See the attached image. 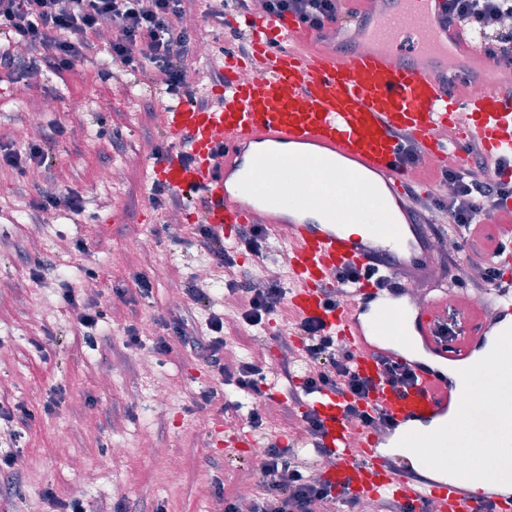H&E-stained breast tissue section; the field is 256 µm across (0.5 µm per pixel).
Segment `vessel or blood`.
<instances>
[{"label": "vessel or blood", "instance_id": "vessel-or-blood-1", "mask_svg": "<svg viewBox=\"0 0 512 512\" xmlns=\"http://www.w3.org/2000/svg\"><path fill=\"white\" fill-rule=\"evenodd\" d=\"M389 2L393 16L373 19L357 51L320 43L317 33L292 16L246 13L231 19L248 37L247 55L225 54L215 102H183L163 114L169 150L154 161L153 171L169 189L205 198L203 221L216 239L252 222L282 234L294 313L318 320L344 342L356 370L370 380L363 405L371 415L384 416L390 429H352L343 398L327 388L306 404L323 425L320 452L335 460L322 480L352 495L412 504L414 512H482L487 504L493 512H512L511 496L476 493L454 477H424L410 459L389 450L396 435L439 423L459 409L461 390L446 367L469 365L493 337L512 336V289L493 292L490 313L468 317L465 339L456 345L435 334L434 318L447 293L430 299L426 309L409 311L398 306L404 289L373 277L359 280L338 300L325 294L350 267L381 269L390 260L409 267L430 263L408 207L406 142L440 165L463 162L468 148L479 145L490 173L512 182V78L492 72L478 47L456 29L438 25L445 0ZM462 51L483 70L481 91L452 87L441 71L416 63L421 56L445 60ZM242 64L260 70V78L239 80ZM447 126L456 129L455 141L440 138ZM307 158L326 164L323 178L373 180L352 204L353 213L377 204L381 186L394 197L392 215L355 233L335 215L314 219V211L327 204L323 191H315L304 210L251 192L248 177L258 169L281 181L295 162ZM395 315L422 345L427 361H409L399 353L384 327ZM385 360L408 364L414 383L395 390L382 373Z\"/></svg>", "mask_w": 512, "mask_h": 512}]
</instances>
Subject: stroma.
<instances>
[{
	"mask_svg": "<svg viewBox=\"0 0 512 512\" xmlns=\"http://www.w3.org/2000/svg\"><path fill=\"white\" fill-rule=\"evenodd\" d=\"M108 61L102 53L78 74L39 77L31 93L44 104L38 133L53 138L58 158L42 182L0 168V353L7 357L0 362V401L23 403L34 414L17 439L11 426L0 422V451L21 454L20 490L0 497V512H44L40 492L47 485L67 498L82 487L88 512H113L122 500L136 512L160 506L165 512H219V498H237L240 483H259L260 475L246 449L216 446L213 436L229 420L259 441L295 429L299 414L289 407L287 391L305 370L295 366L288 378L269 372L274 409L255 431L249 423L255 401L236 388H225L206 409H192V396L215 381L190 348L177 344L170 354L154 356L147 375L135 350L125 347L128 326L137 327L148 346L157 320L172 314L196 335L206 334L209 313L188 301L172 305L169 289L187 283L210 257L186 244L194 229L191 210L180 211L172 224L168 209L150 200V153L162 140L167 95L126 77L101 79L99 71ZM74 101L83 106L77 116L68 110ZM148 101L154 107L150 113L144 108ZM29 137L26 99L0 81V142L20 147ZM137 150L145 153L142 163L125 167L126 155ZM105 169L117 171V178L101 180ZM66 188L82 195L81 210L54 211L53 223H42L32 200ZM133 237L145 240L146 251L126 250ZM62 239L71 243L70 252L58 250ZM78 241L79 251L73 248ZM35 259L42 263L37 281L29 276ZM139 274L151 282L149 298L137 294ZM65 281L84 298L96 290L112 297L94 342L86 341L60 297ZM35 306L42 311L36 323L29 317ZM288 322L284 313L252 328L233 322L226 326V340L237 358L249 360L260 351L270 359L279 339H296L283 331ZM59 385L64 400L45 414L43 404ZM157 388L167 394L159 406L150 401ZM229 401L238 404L237 413L225 414ZM61 427L67 432L62 441L57 438ZM144 436L168 449V456L144 457L139 447Z\"/></svg>",
	"mask_w": 512,
	"mask_h": 512,
	"instance_id": "obj_1",
	"label": "stroma"
}]
</instances>
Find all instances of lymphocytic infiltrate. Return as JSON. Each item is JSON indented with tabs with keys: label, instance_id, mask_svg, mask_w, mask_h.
<instances>
[{
	"label": "lymphocytic infiltrate",
	"instance_id": "f902f5d3",
	"mask_svg": "<svg viewBox=\"0 0 512 512\" xmlns=\"http://www.w3.org/2000/svg\"><path fill=\"white\" fill-rule=\"evenodd\" d=\"M195 0H0V67L8 69L10 83L32 88L33 75L49 71L56 76L76 72L91 61L99 49H106L114 69L142 76L150 83H163L171 100L188 99L208 104L197 87L188 82L198 53V22L211 28L225 27L227 13H248L261 6L263 13L298 18L310 30L334 29L345 10V0H223L221 7L206 8L194 15ZM445 19L470 34L480 35V47L495 60L512 63V27L493 28L492 18H512V0H446ZM469 164L420 169L419 152L407 145L402 159L406 168L421 170L428 183L425 194L415 196L420 217L431 228L460 238L470 254L448 259L452 279L468 285L472 295L484 294L502 284L503 276L496 258L504 245L498 227L488 224L484 213L505 207L512 197V186L479 175L485 167L478 147L468 151ZM57 161L54 145L45 139L29 141L24 148L0 143V168L20 172L50 169ZM193 244L206 251L230 274L227 288L238 295L241 319L246 326L264 324L270 316L283 311L288 303L287 288L276 280L255 283L250 269L238 264L233 248L217 241L207 225H197ZM481 264V279H472L469 269ZM208 340L190 335L182 320L161 319L160 334L152 349L165 355L173 343L194 349L219 385H233L264 398L267 367L256 361L232 360L225 356L227 342L224 322L210 316ZM299 344L280 341L278 367L290 374L297 358H305L313 367L311 375L290 387L288 400L301 406L307 398L329 388L336 394L365 397L370 382L351 363L350 354L335 337L324 333L313 319L294 323ZM298 437H289L287 445L270 446L260 465L261 491L251 499L225 502L223 512H411L407 504L390 498L364 500L347 495L312 473L298 452Z\"/></svg>",
	"mask_w": 512,
	"mask_h": 512
}]
</instances>
